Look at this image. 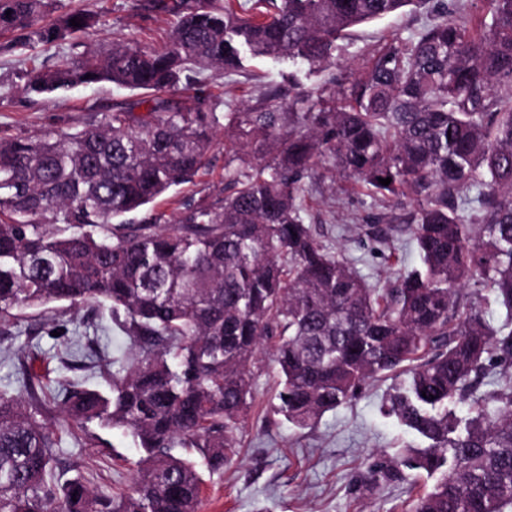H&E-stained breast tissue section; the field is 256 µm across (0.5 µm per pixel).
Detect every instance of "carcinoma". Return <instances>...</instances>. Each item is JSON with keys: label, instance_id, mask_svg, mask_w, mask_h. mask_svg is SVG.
Returning <instances> with one entry per match:
<instances>
[{"label": "carcinoma", "instance_id": "obj_1", "mask_svg": "<svg viewBox=\"0 0 512 512\" xmlns=\"http://www.w3.org/2000/svg\"><path fill=\"white\" fill-rule=\"evenodd\" d=\"M49 2L0 0V34L54 44L97 24L74 12L35 26ZM158 2L176 17L163 49L118 40L29 78L38 94L101 82L142 91L144 111L0 136V320L53 303L105 307L133 351L117 371L107 353L90 356L105 391L47 394L29 376L0 392V512H200V469L220 473L234 453L267 348L277 410L301 429L368 381L405 376L383 409L421 444L381 476L435 478L410 512L512 507V0H487L473 20L448 18L447 0H256L265 9L252 14L233 0ZM430 3L438 20L378 45L338 92L225 113L242 155L224 165L219 207L179 224L113 223L204 167L219 116L196 91L202 71L237 72L249 51L322 72L352 28ZM319 167L375 201L411 198L398 224L368 216L363 237L389 246L409 235L421 267L376 288L319 239L304 208ZM469 283L480 288L466 298ZM488 306L504 322L492 325ZM494 362L497 387L477 393ZM51 404L142 449L127 493L105 498L82 476L48 481Z\"/></svg>", "mask_w": 512, "mask_h": 512}]
</instances>
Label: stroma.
I'll list each match as a JSON object with an SVG mask.
<instances>
[{
  "label": "stroma",
  "instance_id": "35a3bbf8",
  "mask_svg": "<svg viewBox=\"0 0 512 512\" xmlns=\"http://www.w3.org/2000/svg\"><path fill=\"white\" fill-rule=\"evenodd\" d=\"M83 10L97 25L51 46H28L22 32L0 36V134L29 136L61 128L81 129L97 123L113 108L134 102L128 90L115 85L78 86L62 95H36L28 89L32 70H44L85 50H103L115 40L162 46L175 22L157 10L153 0H53L42 24ZM434 18L426 8H405L398 15L359 25L341 43L335 65L321 73L307 65L269 57H251L240 72L225 75L207 71L201 76L206 95L219 112H235L267 95L281 98L299 90L327 93L351 81L373 49L396 38L409 40ZM229 157L223 133H216L205 166L189 183L157 198L132 215L142 224L155 215L178 220L188 209L219 206L224 196V163ZM374 205L365 190L329 172L306 181V221L318 237L351 260L370 283L384 285L397 269L418 266L409 240L394 250L375 253L360 247L352 217H364ZM85 308L53 304L25 311L8 323L0 322V385L16 377V347L34 341L30 362L44 386L55 391L68 382L104 387L97 370L63 368L57 356L65 339L89 336L112 361H130L126 333L109 311L87 322ZM254 400L237 434V453L223 473L205 475L202 512H406L409 503L432 486L425 472L407 471L405 479L382 481L376 473L384 460L414 437L381 407L390 380L365 386L350 404L324 413L314 424L299 429L273 410L277 399L275 371L269 360L253 370ZM47 420L61 440L59 474L90 479L99 494L112 497L131 487L141 451L121 431L65 422L59 410Z\"/></svg>",
  "mask_w": 512,
  "mask_h": 512
}]
</instances>
